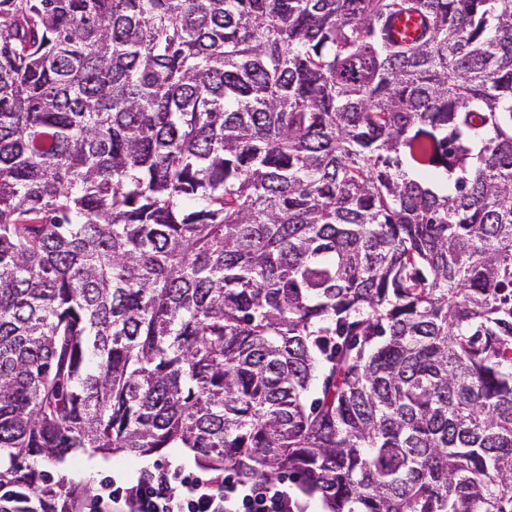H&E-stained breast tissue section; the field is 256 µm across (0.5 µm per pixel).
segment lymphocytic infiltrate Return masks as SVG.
<instances>
[{
  "instance_id": "obj_1",
  "label": "lymphocytic infiltrate",
  "mask_w": 512,
  "mask_h": 512,
  "mask_svg": "<svg viewBox=\"0 0 512 512\" xmlns=\"http://www.w3.org/2000/svg\"><path fill=\"white\" fill-rule=\"evenodd\" d=\"M287 482H244L234 473L204 479L177 467L140 472L135 482L107 481L92 500L94 512H288Z\"/></svg>"
}]
</instances>
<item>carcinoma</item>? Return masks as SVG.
<instances>
[{"mask_svg":"<svg viewBox=\"0 0 512 512\" xmlns=\"http://www.w3.org/2000/svg\"><path fill=\"white\" fill-rule=\"evenodd\" d=\"M87 448L512 512V0H0V512Z\"/></svg>","mask_w":512,"mask_h":512,"instance_id":"obj_1","label":"carcinoma"}]
</instances>
